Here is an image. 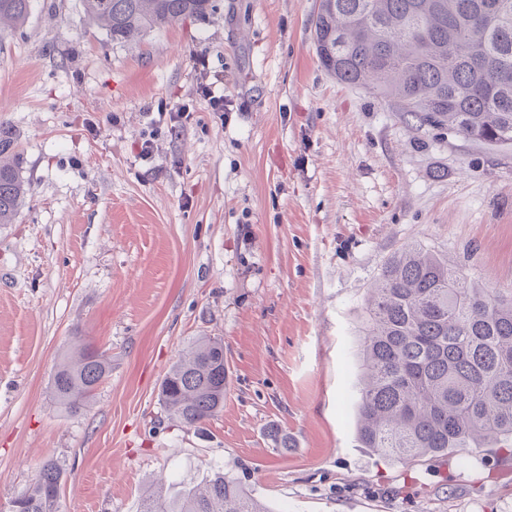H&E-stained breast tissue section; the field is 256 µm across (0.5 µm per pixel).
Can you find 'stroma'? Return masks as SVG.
<instances>
[{
	"instance_id": "stroma-1",
	"label": "stroma",
	"mask_w": 512,
	"mask_h": 512,
	"mask_svg": "<svg viewBox=\"0 0 512 512\" xmlns=\"http://www.w3.org/2000/svg\"><path fill=\"white\" fill-rule=\"evenodd\" d=\"M213 3L126 44L80 0H34L0 29V126L28 185L0 225V512L48 458L59 512H138L157 478L215 466L269 512H512L510 452L402 463L356 440L362 306L391 256L418 242L512 288V144L338 83L319 0ZM183 101L177 129L160 122ZM200 336L223 340L228 375L195 430L159 389ZM78 340L112 371L72 415L51 381Z\"/></svg>"
}]
</instances>
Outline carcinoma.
<instances>
[{"label":"carcinoma","mask_w":512,"mask_h":512,"mask_svg":"<svg viewBox=\"0 0 512 512\" xmlns=\"http://www.w3.org/2000/svg\"><path fill=\"white\" fill-rule=\"evenodd\" d=\"M32 0H0V24L22 25ZM122 44L204 17L212 0H81ZM314 45L337 81L362 87L421 126L482 144L512 143V0H319ZM26 197L14 140L0 130V224ZM358 346L359 447L399 461L457 448L512 447V289L482 288L419 243L368 287ZM112 371L88 347L63 357L52 391L76 413ZM164 411L198 427L224 408V342L197 338L161 384ZM61 468L48 458L19 494L21 512H58ZM139 512H269L218 470L174 493L142 496Z\"/></svg>","instance_id":"cac0c4a2"}]
</instances>
